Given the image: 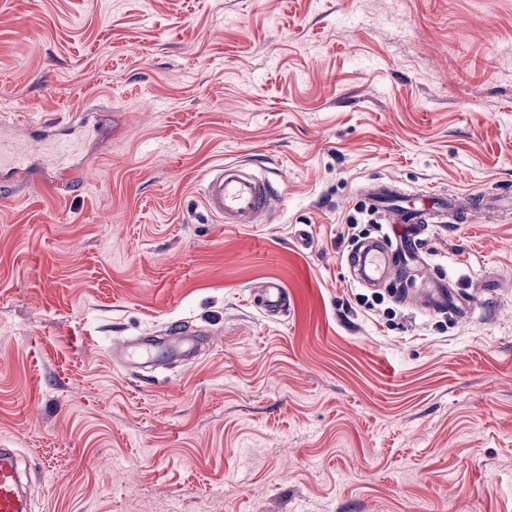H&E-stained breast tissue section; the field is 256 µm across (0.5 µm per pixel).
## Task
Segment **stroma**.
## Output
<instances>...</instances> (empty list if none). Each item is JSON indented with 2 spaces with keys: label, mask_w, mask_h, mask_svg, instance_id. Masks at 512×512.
Masks as SVG:
<instances>
[{
  "label": "stroma",
  "mask_w": 512,
  "mask_h": 512,
  "mask_svg": "<svg viewBox=\"0 0 512 512\" xmlns=\"http://www.w3.org/2000/svg\"><path fill=\"white\" fill-rule=\"evenodd\" d=\"M109 134L66 190L0 178V448L30 512H512V216L424 232L459 321L369 310L360 190L512 192V0H0V123ZM278 183L265 224L212 166ZM288 311L268 313L265 283ZM183 320L188 360L117 340ZM204 209L224 224H261L280 211L283 194L267 177L244 161L210 169L204 178Z\"/></svg>",
  "instance_id": "obj_1"
}]
</instances>
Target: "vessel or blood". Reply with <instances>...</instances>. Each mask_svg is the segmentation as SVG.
Wrapping results in <instances>:
<instances>
[{
  "mask_svg": "<svg viewBox=\"0 0 512 512\" xmlns=\"http://www.w3.org/2000/svg\"><path fill=\"white\" fill-rule=\"evenodd\" d=\"M21 135L0 133V173L21 185L46 182L65 189L75 170L72 157L76 137L56 122L34 124L20 121ZM367 209L374 212L390 232L382 241L365 243L352 250L347 266L354 280L367 288H394L396 298L431 315L445 314L465 319L479 300L478 292L461 293L445 278L412 275L410 263L421 258V227L425 224H462L478 220L484 213V197L475 193L444 197L418 193L389 179H375L360 192ZM205 210L224 224H261L280 211L283 194L267 177L243 161L227 162L210 169L202 191ZM184 323H171L161 339L133 345L113 344L116 360L133 357L159 363L161 357L186 355ZM0 512H29L20 493V474L12 449L0 448Z\"/></svg>",
  "mask_w": 512,
  "mask_h": 512,
  "instance_id": "b4317fda",
  "label": "vessel or blood"
}]
</instances>
